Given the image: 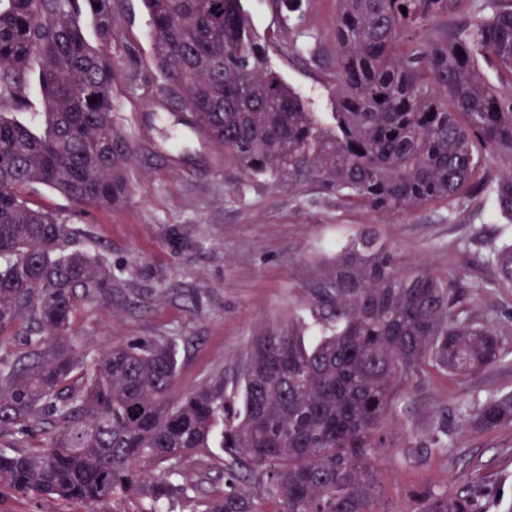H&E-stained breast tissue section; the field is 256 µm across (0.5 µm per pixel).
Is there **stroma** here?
Listing matches in <instances>:
<instances>
[{"mask_svg":"<svg viewBox=\"0 0 512 512\" xmlns=\"http://www.w3.org/2000/svg\"><path fill=\"white\" fill-rule=\"evenodd\" d=\"M118 69L112 85L116 124L135 148L131 201L118 210L75 213L71 203L39 186L31 206L74 224L112 266L111 300H78L73 339L96 354L115 343H172L176 389L223 381L233 393L238 367L265 326L301 314L314 300L336 250L366 229L380 232L406 271L434 270L460 286L461 306L500 335L501 360L457 380L430 366L403 387L382 430L377 491L391 512H415L417 491L495 487L496 512L512 504V425L476 431L470 405L512 392V288H491L485 256L512 238V221L489 196L431 203L393 216L346 204L334 192L243 182L224 153L201 135L173 150L166 124L149 120L165 94L154 61L143 0H116ZM261 37L270 39L273 68L322 119L336 96L327 63L310 62L280 23L275 0H242ZM182 231L179 245L174 231Z\"/></svg>","mask_w":512,"mask_h":512,"instance_id":"1","label":"stroma"}]
</instances>
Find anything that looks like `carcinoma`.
Returning a JSON list of instances; mask_svg holds the SVG:
<instances>
[{
	"instance_id": "cac0c4a2",
	"label": "carcinoma",
	"mask_w": 512,
	"mask_h": 512,
	"mask_svg": "<svg viewBox=\"0 0 512 512\" xmlns=\"http://www.w3.org/2000/svg\"><path fill=\"white\" fill-rule=\"evenodd\" d=\"M282 25L313 61L304 0H276ZM322 124L272 66L242 0H143L164 92L182 125L224 150L243 180L310 183L370 210L407 214L484 192L512 216V0H337ZM115 0H0V106H27L39 61L45 111H0V342L25 314L24 347L0 360V495L37 494L112 512L119 493L154 506L194 494L199 512H267L244 484L261 472L274 512H380L375 449L403 385L422 366L465 377L498 361L497 330L456 308L448 280L403 271L366 230L336 253L312 304L314 326L263 328L237 375L175 391L170 344L76 350V300L112 298V266L81 232L29 205L46 186L83 210L132 195V139L112 115ZM406 11H401V7ZM88 12L95 43L77 16ZM467 19L450 33L432 27ZM499 167L492 173L488 160ZM493 284L512 288V244L492 247ZM467 423L512 425V393L470 407ZM45 447L24 449L34 431ZM224 467L195 484L160 466L210 447ZM224 480L214 494L205 485ZM482 483L417 493L416 512H487Z\"/></svg>"
}]
</instances>
